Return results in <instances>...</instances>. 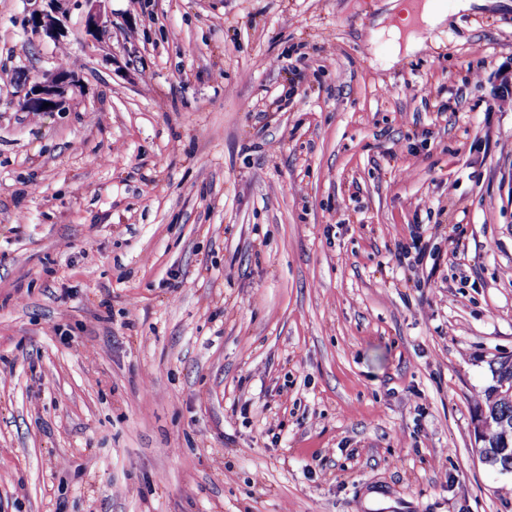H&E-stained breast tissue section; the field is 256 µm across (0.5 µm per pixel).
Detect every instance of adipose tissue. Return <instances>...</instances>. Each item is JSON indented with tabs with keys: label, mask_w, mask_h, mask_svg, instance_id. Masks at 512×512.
<instances>
[{
	"label": "adipose tissue",
	"mask_w": 512,
	"mask_h": 512,
	"mask_svg": "<svg viewBox=\"0 0 512 512\" xmlns=\"http://www.w3.org/2000/svg\"><path fill=\"white\" fill-rule=\"evenodd\" d=\"M447 13L438 0H422L418 11H407L406 15L396 13L379 19L374 32L375 38L386 39L391 50L389 60H397L400 53H413L423 47V34L442 24Z\"/></svg>",
	"instance_id": "ef3b65f1"
}]
</instances>
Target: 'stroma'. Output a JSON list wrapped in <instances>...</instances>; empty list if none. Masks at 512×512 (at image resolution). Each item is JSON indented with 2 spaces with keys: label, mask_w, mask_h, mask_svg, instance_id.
I'll list each match as a JSON object with an SVG mask.
<instances>
[{
  "label": "stroma",
  "mask_w": 512,
  "mask_h": 512,
  "mask_svg": "<svg viewBox=\"0 0 512 512\" xmlns=\"http://www.w3.org/2000/svg\"><path fill=\"white\" fill-rule=\"evenodd\" d=\"M390 7L0 0V512H512V0ZM436 0H425L419 5L418 14L411 6L412 11L395 2L391 9L405 11V16H400L398 11L385 15L378 20V28L374 30V37L385 38L391 50L387 56V62L396 61L400 53L406 54L419 51L423 47V33L442 24L447 19V12L443 5ZM75 82V77L63 69L52 72L43 80L26 74L23 80L24 94L19 99L20 109L24 112L62 111L69 104L67 91ZM44 103H52V106L43 108ZM489 367L495 383L485 390V407L495 420L496 426L483 431L482 448H503L502 453H506L509 448H512V431L506 437L500 422L504 419L508 422L512 421V396L510 398L506 396L496 397L495 399H492V396L495 389L503 382V386L499 388L498 392L508 391L509 394H512V386L507 387V385L512 384V359L500 358L499 360H493ZM506 438L507 443L505 442ZM507 445H509V448H507Z\"/></svg>",
  "instance_id": "35a3bbf8"
}]
</instances>
